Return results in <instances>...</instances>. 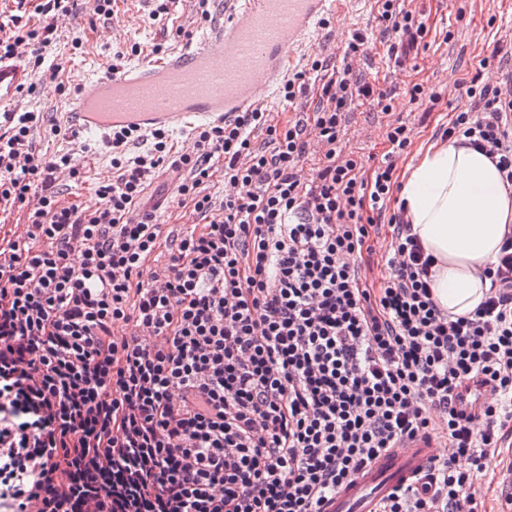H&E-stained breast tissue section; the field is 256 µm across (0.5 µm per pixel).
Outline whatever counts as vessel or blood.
I'll return each mask as SVG.
<instances>
[{
    "mask_svg": "<svg viewBox=\"0 0 512 512\" xmlns=\"http://www.w3.org/2000/svg\"><path fill=\"white\" fill-rule=\"evenodd\" d=\"M219 7L221 22L163 65H122L85 81L68 114L70 128L100 137L119 126L182 132L268 104L287 75L283 49L302 45L335 14L336 0H221ZM28 81L20 61L0 60V108L12 104ZM434 454V443L421 436L382 454L324 512H373L392 488L425 473Z\"/></svg>",
    "mask_w": 512,
    "mask_h": 512,
    "instance_id": "obj_1",
    "label": "vessel or blood"
}]
</instances>
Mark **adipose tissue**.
I'll use <instances>...</instances> for the list:
<instances>
[{"label": "adipose tissue", "mask_w": 512, "mask_h": 512, "mask_svg": "<svg viewBox=\"0 0 512 512\" xmlns=\"http://www.w3.org/2000/svg\"><path fill=\"white\" fill-rule=\"evenodd\" d=\"M399 199L438 261L435 302L453 315L473 312L484 297L485 270L512 233V191L495 165L458 140L436 141L408 167Z\"/></svg>", "instance_id": "obj_1"}]
</instances>
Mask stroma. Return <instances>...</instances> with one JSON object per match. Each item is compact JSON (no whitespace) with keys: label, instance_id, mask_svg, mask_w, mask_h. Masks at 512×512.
Returning <instances> with one entry per match:
<instances>
[{"label":"stroma","instance_id":"35a3bbf8","mask_svg":"<svg viewBox=\"0 0 512 512\" xmlns=\"http://www.w3.org/2000/svg\"><path fill=\"white\" fill-rule=\"evenodd\" d=\"M70 11L56 20L55 43L46 54L43 66L33 71L34 92H22L12 109L16 112L41 113L44 121L34 136L39 155L50 157L72 151L66 114L71 100L85 76L108 67L116 52L139 44L140 60L155 62L158 51H173L183 42L200 39L208 22L219 21L216 5L207 12L189 10L177 4L170 19L145 24L140 20L138 0H118L117 14L131 20L127 37L113 33L110 19L93 12L92 0H69ZM412 9L426 19L428 34L416 59L398 64L390 43L381 34L377 0H347V6L326 24L315 28L307 42L289 49L292 72H305L308 90L290 109L274 100L271 109L285 121L311 112L322 92L323 75L312 71L313 60L324 61L329 68L344 65L347 42L353 35L364 38L360 68L373 88L394 95L397 113L414 126L413 144L407 155L397 162L398 172L414 163L421 148L433 142L440 127L446 126L454 113L469 110L471 100L465 90L473 78L491 82L499 65L494 57L496 45L506 44L512 35V8L499 13L488 12L480 0H412ZM83 41L82 50L71 47L73 37ZM421 85L423 104H409V91ZM389 115L370 111L368 106H354L340 133L345 152L362 157L365 167L380 163L389 150L383 131ZM74 153L80 171L79 180L69 182L65 198L94 209L99 204L95 194L98 182L113 176L110 155L97 137H90L84 151ZM146 205H157V217L167 230L179 233L197 224L198 218L189 203L179 202L167 175H160L148 187ZM485 512H512L506 496L512 491V433L490 458L484 478Z\"/></svg>","mask_w":512,"mask_h":512}]
</instances>
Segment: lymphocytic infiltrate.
<instances>
[{
    "mask_svg": "<svg viewBox=\"0 0 512 512\" xmlns=\"http://www.w3.org/2000/svg\"><path fill=\"white\" fill-rule=\"evenodd\" d=\"M380 21L406 56L427 34L397 0ZM54 33L0 24V58L24 46L40 68ZM466 94L470 110L442 136L512 186V64ZM358 98L395 109L347 65L310 117L241 112L193 130L190 153L157 129L133 155L134 129L113 128L118 176L91 211L62 199L60 174L78 175L70 154L33 152L41 115L0 120V211L25 213L0 225V512H322L419 435L442 438L443 453L375 512H479L487 461L512 429V237L476 310L442 311L435 259L391 205L413 127L388 124L391 159L365 168L337 146ZM218 156L216 217L205 185ZM164 169L204 223L170 236L161 261L163 227L142 200Z\"/></svg>",
    "mask_w": 512,
    "mask_h": 512,
    "instance_id": "obj_1",
    "label": "lymphocytic infiltrate"
}]
</instances>
